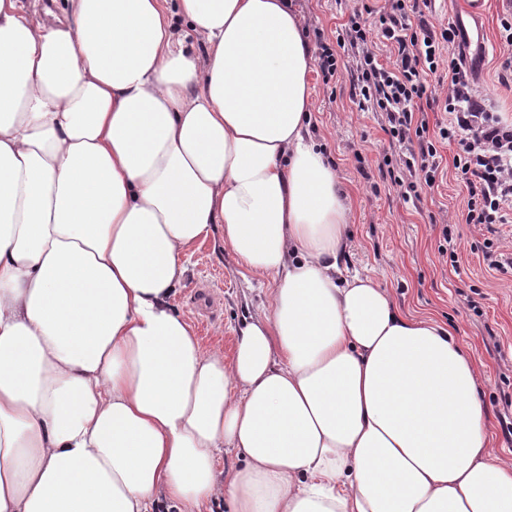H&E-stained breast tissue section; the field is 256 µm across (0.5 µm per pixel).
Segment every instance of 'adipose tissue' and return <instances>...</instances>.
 Returning a JSON list of instances; mask_svg holds the SVG:
<instances>
[{
  "instance_id": "obj_1",
  "label": "adipose tissue",
  "mask_w": 512,
  "mask_h": 512,
  "mask_svg": "<svg viewBox=\"0 0 512 512\" xmlns=\"http://www.w3.org/2000/svg\"><path fill=\"white\" fill-rule=\"evenodd\" d=\"M313 64L293 0H0V512H512L472 359L347 272ZM217 232L229 357L175 306Z\"/></svg>"
}]
</instances>
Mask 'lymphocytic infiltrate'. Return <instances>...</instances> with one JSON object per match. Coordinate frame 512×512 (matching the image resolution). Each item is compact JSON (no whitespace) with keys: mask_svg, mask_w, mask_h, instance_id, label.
Masks as SVG:
<instances>
[{"mask_svg":"<svg viewBox=\"0 0 512 512\" xmlns=\"http://www.w3.org/2000/svg\"><path fill=\"white\" fill-rule=\"evenodd\" d=\"M431 0H384L353 9L338 29L335 43L319 42L317 66L323 82L338 78L346 56L356 61L358 100L362 112L381 113L382 128L404 172L391 183L406 201H419V184L434 186L442 172L438 146L456 144L453 165L469 198L465 221L492 227L512 224V120L485 105L467 79L460 61L444 56L453 44L451 26H434L424 10ZM389 42L395 59L381 63L376 46ZM444 83L443 96L430 99L443 108L448 122L430 131L423 115L427 78Z\"/></svg>","mask_w":512,"mask_h":512,"instance_id":"1","label":"lymphocytic infiltrate"}]
</instances>
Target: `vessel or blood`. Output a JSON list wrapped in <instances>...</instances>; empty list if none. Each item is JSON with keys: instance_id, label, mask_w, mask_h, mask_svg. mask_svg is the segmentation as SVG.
Wrapping results in <instances>:
<instances>
[{"instance_id": "b4317fda", "label": "vessel or blood", "mask_w": 512, "mask_h": 512, "mask_svg": "<svg viewBox=\"0 0 512 512\" xmlns=\"http://www.w3.org/2000/svg\"><path fill=\"white\" fill-rule=\"evenodd\" d=\"M488 0H456L452 26L458 54L467 75L481 80L486 68L491 43L487 34Z\"/></svg>"}]
</instances>
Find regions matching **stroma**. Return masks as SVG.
Listing matches in <instances>:
<instances>
[{"label":"stroma","mask_w":512,"mask_h":512,"mask_svg":"<svg viewBox=\"0 0 512 512\" xmlns=\"http://www.w3.org/2000/svg\"><path fill=\"white\" fill-rule=\"evenodd\" d=\"M307 31L335 39L346 20L339 0H295ZM507 10L489 0L487 28L493 44L483 76L484 94L503 116L512 117V86L498 79L504 48L500 19ZM314 108L311 132L327 163L335 170L353 210L346 228V265L385 288L406 315L430 318L448 328L473 354L480 370L479 398L485 408L496 455L512 456V435L503 428L512 417V270L493 268V261L512 258V231L503 230L498 246L489 248L479 227L463 223L468 190L456 177L455 146L443 145V177L434 188L420 187V202H404L379 170L390 153L382 118L358 111L353 70L338 82L323 84L312 72ZM447 217L457 260L448 262L439 217ZM184 286L176 299L204 349L232 353L235 328L263 313L267 290L246 281L220 237L203 243L185 260Z\"/></svg>","instance_id":"obj_1"}]
</instances>
